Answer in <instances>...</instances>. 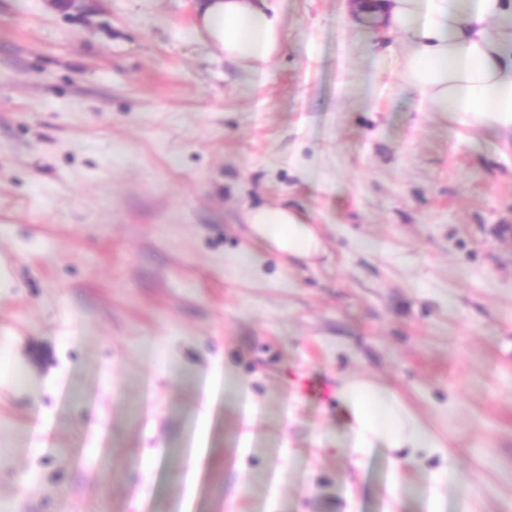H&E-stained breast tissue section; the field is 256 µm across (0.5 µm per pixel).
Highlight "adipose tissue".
<instances>
[{
  "mask_svg": "<svg viewBox=\"0 0 512 512\" xmlns=\"http://www.w3.org/2000/svg\"><path fill=\"white\" fill-rule=\"evenodd\" d=\"M357 19L397 32L406 46L398 63L405 88L433 112H457L512 127V0H353ZM282 15L269 0H196L194 32L210 58L262 74L280 45ZM256 240L284 255L307 258L322 242L293 209L259 206L247 214ZM336 403L345 418L344 445L353 452H390L417 462L439 448L431 429L389 387L340 377Z\"/></svg>",
  "mask_w": 512,
  "mask_h": 512,
  "instance_id": "ef3b65f1",
  "label": "adipose tissue"
}]
</instances>
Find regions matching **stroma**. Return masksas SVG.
<instances>
[{"label": "stroma", "instance_id": "35a3bbf8", "mask_svg": "<svg viewBox=\"0 0 512 512\" xmlns=\"http://www.w3.org/2000/svg\"><path fill=\"white\" fill-rule=\"evenodd\" d=\"M348 3L275 0L256 78L195 0H0V512H512V131ZM266 203L325 253L254 243ZM343 375L442 452L353 461L300 389Z\"/></svg>", "mask_w": 512, "mask_h": 512}]
</instances>
